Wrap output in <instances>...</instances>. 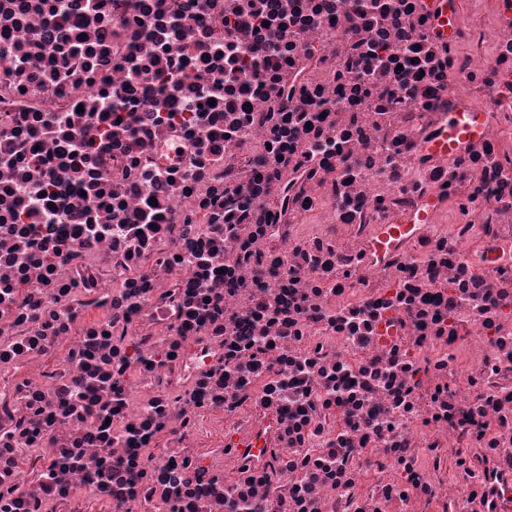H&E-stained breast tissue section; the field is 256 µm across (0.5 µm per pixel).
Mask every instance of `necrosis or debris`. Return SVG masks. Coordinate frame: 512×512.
Here are the masks:
<instances>
[{"instance_id": "necrosis-or-debris-1", "label": "necrosis or debris", "mask_w": 512, "mask_h": 512, "mask_svg": "<svg viewBox=\"0 0 512 512\" xmlns=\"http://www.w3.org/2000/svg\"><path fill=\"white\" fill-rule=\"evenodd\" d=\"M471 13L0 0V512H512V0ZM485 114L484 108H473L470 112L449 113L446 131L440 138L424 143L422 146L424 152L452 153L462 142L477 137L483 132Z\"/></svg>"}]
</instances>
